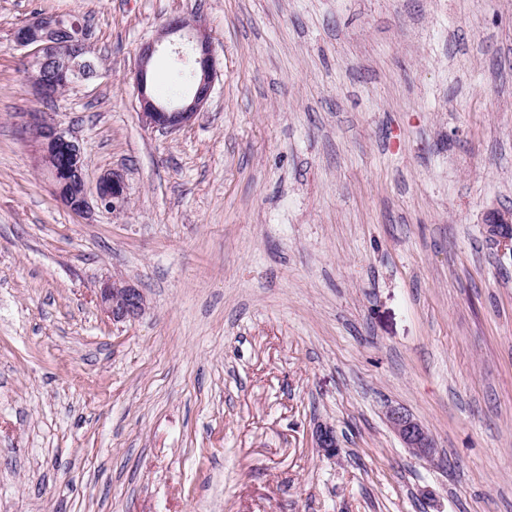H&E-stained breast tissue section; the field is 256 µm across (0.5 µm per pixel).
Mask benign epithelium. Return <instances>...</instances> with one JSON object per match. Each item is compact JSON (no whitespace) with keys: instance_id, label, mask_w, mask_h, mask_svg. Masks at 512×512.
Masks as SVG:
<instances>
[{"instance_id":"7a95c632","label":"benign epithelium","mask_w":512,"mask_h":512,"mask_svg":"<svg viewBox=\"0 0 512 512\" xmlns=\"http://www.w3.org/2000/svg\"><path fill=\"white\" fill-rule=\"evenodd\" d=\"M187 28L179 19L169 21L159 31L157 39L140 48L133 83L139 103L141 124L152 130L176 131L190 124L208 101L217 77V64L210 37L202 24H192L189 35L196 65V82L191 95L179 103L157 99L148 82L149 64L163 40ZM11 40L15 47L26 51L29 59L28 76L38 96L55 98L61 90L79 79L96 74L88 34L82 23L73 18L36 14L14 28ZM32 133L35 137L39 162L56 197L71 211L84 213L91 203L114 215L123 213L129 203L128 189L121 173L109 171L90 189L86 180L88 160L83 145L57 124L32 113ZM64 149L69 163L57 166L59 149ZM97 299L114 322L133 320L145 310L142 292L132 285L112 280L97 290ZM395 434L408 450L419 457L431 459L436 455L434 440L428 430L406 409L392 407L387 412ZM317 447L329 455L336 454L333 431L324 426L316 433Z\"/></svg>"}]
</instances>
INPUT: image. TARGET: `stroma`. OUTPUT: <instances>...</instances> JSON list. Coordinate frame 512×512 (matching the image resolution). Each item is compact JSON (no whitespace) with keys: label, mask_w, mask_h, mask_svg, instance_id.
<instances>
[{"label":"stroma","mask_w":512,"mask_h":512,"mask_svg":"<svg viewBox=\"0 0 512 512\" xmlns=\"http://www.w3.org/2000/svg\"><path fill=\"white\" fill-rule=\"evenodd\" d=\"M37 13L100 71L49 103L11 42ZM174 18L217 77L146 129L138 52ZM34 111L126 212L59 202ZM505 207L512 0H0V512H512ZM113 278L139 318L99 306ZM97 299L113 322L133 320L145 310L142 292L132 285L113 279L97 290ZM387 416L391 428L412 454L428 459L436 455L432 436L406 409L391 407Z\"/></svg>","instance_id":"1"}]
</instances>
